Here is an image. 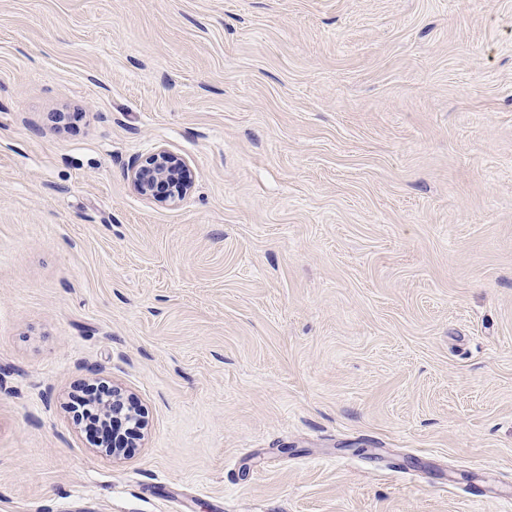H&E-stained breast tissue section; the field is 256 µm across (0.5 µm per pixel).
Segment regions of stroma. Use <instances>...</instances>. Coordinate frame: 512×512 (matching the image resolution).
<instances>
[{"label": "stroma", "mask_w": 512, "mask_h": 512, "mask_svg": "<svg viewBox=\"0 0 512 512\" xmlns=\"http://www.w3.org/2000/svg\"><path fill=\"white\" fill-rule=\"evenodd\" d=\"M0 512H512V0H0ZM182 162L160 148L143 161L133 163L128 168V176L134 188L148 199L176 203L191 190L183 178ZM166 188L162 193L158 188ZM97 395L100 397V402L97 403L99 410L106 415L112 413V415L122 416L124 422L130 426L132 433L137 436L144 425V420L134 397L126 393V390L122 387L113 384L112 387H108L94 396ZM93 401V397L84 399L83 407L88 406V408H84V418L89 421L88 426L97 434H100L101 446L112 445L109 448H102L101 453L113 459H119L124 455V452L118 449L122 446L117 441L112 444V436L119 435L123 437L128 434V428L126 427L124 432L120 433L122 421L112 418V415L108 417L100 415L92 408Z\"/></svg>", "instance_id": "1"}]
</instances>
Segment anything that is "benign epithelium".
<instances>
[{"instance_id":"1","label":"benign epithelium","mask_w":512,"mask_h":512,"mask_svg":"<svg viewBox=\"0 0 512 512\" xmlns=\"http://www.w3.org/2000/svg\"><path fill=\"white\" fill-rule=\"evenodd\" d=\"M128 176L134 188L148 199L175 203L182 200L191 190L183 178L182 163L170 153L160 148L143 161L133 163L128 168ZM99 410L108 415H120L130 426L133 434H138L144 425L141 410L134 397L118 385L98 393Z\"/></svg>"}]
</instances>
